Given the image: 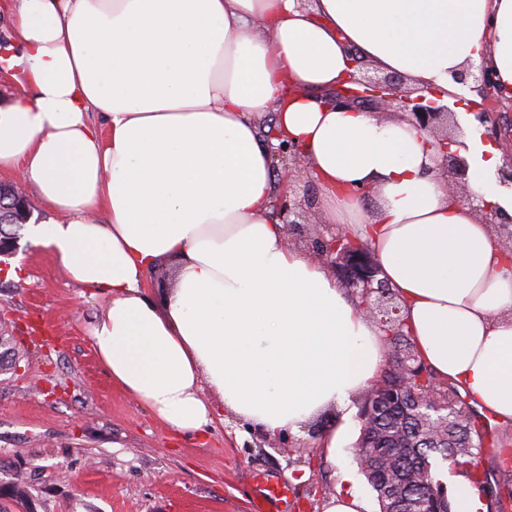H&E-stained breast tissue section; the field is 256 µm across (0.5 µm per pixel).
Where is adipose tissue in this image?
Listing matches in <instances>:
<instances>
[{
  "instance_id": "obj_1",
  "label": "adipose tissue",
  "mask_w": 512,
  "mask_h": 512,
  "mask_svg": "<svg viewBox=\"0 0 512 512\" xmlns=\"http://www.w3.org/2000/svg\"><path fill=\"white\" fill-rule=\"evenodd\" d=\"M0 171L53 211L31 225L89 295L114 384L178 435L224 410L275 435L347 407L387 358L385 333L335 274L288 246L266 117L299 145L324 223L372 251L425 365L512 422V249L452 198L438 141L327 106L350 60L441 101L492 69L512 96V0H5ZM99 113L101 123L91 120ZM471 191L512 207L487 180ZM169 261L164 304L147 276Z\"/></svg>"
}]
</instances>
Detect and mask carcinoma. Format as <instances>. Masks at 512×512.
<instances>
[{"mask_svg": "<svg viewBox=\"0 0 512 512\" xmlns=\"http://www.w3.org/2000/svg\"><path fill=\"white\" fill-rule=\"evenodd\" d=\"M389 356L401 354L420 381L402 386L405 373L401 367H387L378 382L385 396L370 391L360 412L370 421V446L380 449L389 462L387 477L393 481L406 480L413 486V495L403 512H452L453 503L443 484L436 480V470L444 464L463 466L483 447L484 437L466 397L459 389L448 385V405L432 413L415 409V397L436 385V379L425 366L412 339L400 344L390 339ZM357 463L371 487L379 512H391L394 503L378 487V477L369 462ZM474 485L487 497L495 498L498 512L512 506V488L492 489L485 474L474 469L469 472ZM9 499L17 508H26L32 500L28 482L17 478L11 483Z\"/></svg>", "mask_w": 512, "mask_h": 512, "instance_id": "carcinoma-1", "label": "carcinoma"}]
</instances>
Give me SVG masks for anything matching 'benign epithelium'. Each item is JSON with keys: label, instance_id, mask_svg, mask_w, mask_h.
I'll return each mask as SVG.
<instances>
[{"label": "benign epithelium", "instance_id": "benign-epithelium-1", "mask_svg": "<svg viewBox=\"0 0 512 512\" xmlns=\"http://www.w3.org/2000/svg\"><path fill=\"white\" fill-rule=\"evenodd\" d=\"M401 76L394 73L382 78L349 74L346 83L336 86L330 93V101L335 106H349L369 112H385L399 103V112L404 119L418 131L434 133L448 117L454 116L446 105L440 104L423 94L413 95L401 88ZM472 89L477 92L481 102L475 108L486 110L488 103L499 98L494 75L482 67L474 76ZM448 138L441 139V171L448 178V192L459 197V189L464 184L469 169L466 159L456 153L448 152ZM277 159L284 165L283 182L290 183L292 168L287 160L301 157L297 146L282 143L275 151ZM465 200L472 208L483 214L490 224L498 225L501 237L512 243V229L506 225L512 223V217L500 211V207L484 202L474 204V198ZM277 210L282 223L289 228L294 239L306 247V250L325 266L337 274L358 296V306L368 317L379 322L382 330L390 337L393 328L401 325L399 306L389 298V285L378 278V270L369 253L353 245L343 243L344 235L332 229L312 235L307 232L308 221L301 204L291 194L282 193L277 201ZM31 213L23 194L20 182L0 183V258L9 257L19 248L18 236L5 230L7 226L28 223Z\"/></svg>", "mask_w": 512, "mask_h": 512}]
</instances>
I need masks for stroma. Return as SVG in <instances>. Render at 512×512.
<instances>
[{"instance_id":"obj_1","label":"stroma","mask_w":512,"mask_h":512,"mask_svg":"<svg viewBox=\"0 0 512 512\" xmlns=\"http://www.w3.org/2000/svg\"><path fill=\"white\" fill-rule=\"evenodd\" d=\"M467 127L512 153V99ZM8 263L20 275L0 269V334L25 357L17 372H0V488L24 476L35 512H250L265 483L287 488L289 512H322L340 465L354 466L360 424L335 409L319 417L346 431L332 453L307 427L270 435L229 413L207 442L173 440L96 354L89 327L106 296H84L28 236ZM481 420L489 436L473 464L492 484L512 485V422Z\"/></svg>"}]
</instances>
